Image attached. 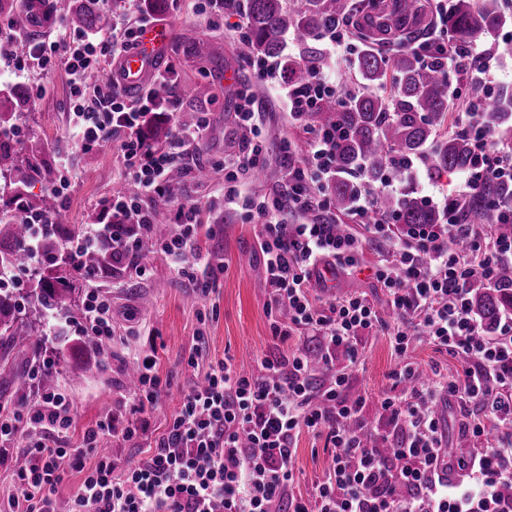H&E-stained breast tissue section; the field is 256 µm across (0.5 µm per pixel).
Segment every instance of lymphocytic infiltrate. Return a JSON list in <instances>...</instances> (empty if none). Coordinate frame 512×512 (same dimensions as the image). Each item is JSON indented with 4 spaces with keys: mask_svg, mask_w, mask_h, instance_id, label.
I'll list each match as a JSON object with an SVG mask.
<instances>
[{
    "mask_svg": "<svg viewBox=\"0 0 512 512\" xmlns=\"http://www.w3.org/2000/svg\"><path fill=\"white\" fill-rule=\"evenodd\" d=\"M90 2L110 19L104 30L31 43L11 63L19 72L49 73L64 67L73 150L112 144L133 189L104 200L97 222L67 239L51 258L42 242L55 233V224L41 214L17 210L19 223L37 225L38 230L28 241L24 267L1 270L0 280L17 284L19 272L52 260L80 269L83 253L104 244L111 249L113 273L142 277L146 268L140 258L147 248L156 247L177 263L194 254L197 267L190 277L205 298L228 269L201 248L202 239L217 233L209 214L239 206L244 219L258 228L273 337L283 344L295 336L319 341L330 376L315 384L317 372L299 348L263 358L250 372L224 357L184 394L156 445L119 474L111 454L98 452L97 444L115 432L126 441L144 433L143 416L157 408L167 387L155 356L143 358L137 387L124 410L106 414L75 442L69 439V395L41 390L39 379L46 367L32 366L28 383L36 392L35 404L0 406V448L14 447L21 434L27 440L26 463L15 474L19 492L0 498V512H57V487L70 468L84 474L73 512H280L283 503L287 512H512V499L500 492L501 486H512V314L501 318L493 332H484L469 298L471 283L493 285L497 267L512 264V238L496 237L487 224L458 223L453 215L443 224L391 219L371 223L366 193L354 202L357 227L337 234L325 218L337 135L308 129L305 121L325 97L342 92L340 83L326 75L279 85L276 96L289 125L308 132L301 156L293 155L290 139L280 143L293 171L279 197L257 198L243 191L266 162L262 115L248 97L236 118L250 131V139L213 165L223 173V184L205 206L178 198L173 175L190 172L208 121L202 117L195 126H183L176 101L159 99L156 88L172 81L173 68L156 72L151 84L133 91L119 77L103 84L92 81V74L107 62L135 49L156 18L150 12L116 16L112 0ZM478 112L470 106L460 118L479 158L462 177L466 193L492 178L512 182V144L496 138ZM161 124L168 134L157 144L149 133ZM162 201L169 205L172 230L159 241L151 233V216ZM293 214L308 215L309 220L289 223ZM462 236L468 240L463 251L456 247ZM368 237L387 244L372 269L397 315L389 340L400 388L399 394L382 399L381 420L375 424L365 417V396L348 394L349 375L346 368H337L336 358L344 356L348 366L356 365L359 339L377 331L379 316L364 296L325 300L311 291L312 279L322 270L360 272L361 242ZM82 322L84 335L111 342L112 299L100 287L88 291ZM420 341L446 351L460 362V371L436 381L418 380L417 367L405 356ZM454 400L470 409L466 431L471 437H482L490 425L497 435L493 443L473 448L462 475L452 480L436 408ZM303 432L322 437L332 455L329 468L304 496L294 492L299 477L292 465ZM387 442L395 445L389 456L380 450Z\"/></svg>",
    "mask_w": 512,
    "mask_h": 512,
    "instance_id": "lymphocytic-infiltrate-1",
    "label": "lymphocytic infiltrate"
}]
</instances>
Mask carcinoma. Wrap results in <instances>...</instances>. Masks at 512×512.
Wrapping results in <instances>:
<instances>
[{"mask_svg":"<svg viewBox=\"0 0 512 512\" xmlns=\"http://www.w3.org/2000/svg\"><path fill=\"white\" fill-rule=\"evenodd\" d=\"M32 0H0V12L9 11L20 26L28 22ZM363 12L362 21L354 27L353 35L364 48L356 51V66L360 83L346 89L340 97L325 99L314 112L306 115V122L316 128L336 127L340 136L336 143V175L329 188L332 207L338 214L350 211L361 192V184L352 180L357 175L364 184L382 185L390 180L403 183L398 194L384 193L373 199L371 218L394 219L398 224H442L443 210L424 203L415 195L407 162L422 159V173L428 180L442 178L448 173L464 172L475 160L473 140L465 132L442 133L449 124V90L456 80L464 88L465 96L473 104L483 107L482 119L492 129L506 128L512 132V88H503L490 94L486 87L472 78L451 72L436 61L443 55V46L430 47L422 53L408 48L389 55L372 47L369 41L387 42L396 36L413 42L422 36L417 28V0H392V10L385 13L383 3L373 0L354 7L352 0H249L248 35L243 52L255 59H277L288 78L303 83L320 73L327 64L324 51L314 42L337 20L351 19L354 10ZM101 17L87 5L74 10L70 24L76 28L91 27ZM505 22L499 0H453L448 7V52L469 48L474 41L493 33ZM297 36L303 45V55L296 58L284 53L285 36ZM182 43L198 57L214 61L219 58L208 51V42L189 29ZM16 111H0V197L10 196L16 207L44 215L56 224L62 215L56 196L45 190L41 199H34L28 188L31 183L45 180L53 184L48 164L22 159L17 155L13 141L2 134L14 128L13 117L26 101L10 96ZM512 197V185L490 180L486 187L465 197H456L449 206L457 209L460 224H487L491 204ZM165 209L153 212L152 234L157 239L167 236ZM28 225L7 216L0 217V241L8 248L0 249V262L21 266L26 262ZM83 270L88 274L107 270L110 256L100 250H91L82 257ZM73 270L57 264L34 273L33 292L41 305V313L65 314L72 308L69 276ZM471 288L473 313L483 325L493 327L512 309V266L502 264L496 271V285L488 287L474 282ZM45 332L37 331L31 322L19 315L15 296L0 287V336L14 342H26ZM80 348L102 365L106 346L93 336L83 337Z\"/></svg>","mask_w":512,"mask_h":512,"instance_id":"cac0c4a2","label":"carcinoma"}]
</instances>
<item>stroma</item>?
<instances>
[{
	"mask_svg": "<svg viewBox=\"0 0 512 512\" xmlns=\"http://www.w3.org/2000/svg\"><path fill=\"white\" fill-rule=\"evenodd\" d=\"M505 23L494 33L481 38L476 50L492 53V87L512 86V0H506ZM247 17L246 0H235L230 10L216 16L197 9L194 0H164L161 23L168 37L162 46V65L176 72L175 95L183 110L205 113L209 126L200 159L208 163L224 153L237 150L245 141V131L235 113L242 92H250L256 106L267 114L263 136L267 146H279L288 138L302 143L303 135L290 127L275 99L271 86L257 83L241 52L239 24ZM194 28L208 39L216 55L215 61L194 56L188 49H174V42L186 28ZM233 71L235 82L224 79ZM43 86L45 95L33 100L34 86ZM19 88L29 101L17 121L22 135L16 148L21 156L40 149L43 158L56 161L58 151L68 149V118L66 102L69 86L63 70L50 75L31 71L26 77H14L6 56H0V88ZM78 180L60 206L65 225H90L96 222L102 202L113 192L124 188L116 152L111 144L76 155ZM222 229L215 238L203 240L202 246L224 259L228 269L218 281L216 290L198 299L192 282L178 274L171 259L153 252L149 255L150 273L145 279L123 276L102 278V288L112 293V324L115 335L109 348L105 368L90 372L84 383L70 388L68 376L80 372L90 363V356L70 351L56 339L40 346H16L0 336V356H7L12 371L0 375V404L13 406L29 401L26 387L29 368L39 362L53 363L57 385L69 390L73 403L72 437H79L106 413L119 410L131 396L126 372L135 358L153 355L158 373L170 385L162 395L156 410L146 417V432L138 443L119 437H109L104 448L112 453L118 465L133 462L142 448L154 445L164 433L167 420L180 405L183 394L202 379L209 365L230 356L245 368L280 351L272 337L266 315L269 291L265 282L263 256L257 243V228L244 223L239 212L224 209L213 214ZM337 294H363L373 304L381 320L393 324L395 315L387 302V293L376 282L372 272L352 276L337 275ZM204 329L208 348L199 358L197 367H189L187 359L193 348L197 329ZM362 362L349 369L348 391L366 394L367 414L376 418L378 398L389 392L396 367L386 332L364 341ZM297 454L293 466L300 476L298 493H308L312 483L321 477L328 465L329 452L324 441L310 433L297 439Z\"/></svg>",
	"mask_w": 512,
	"mask_h": 512,
	"instance_id": "obj_1",
	"label": "stroma"
}]
</instances>
